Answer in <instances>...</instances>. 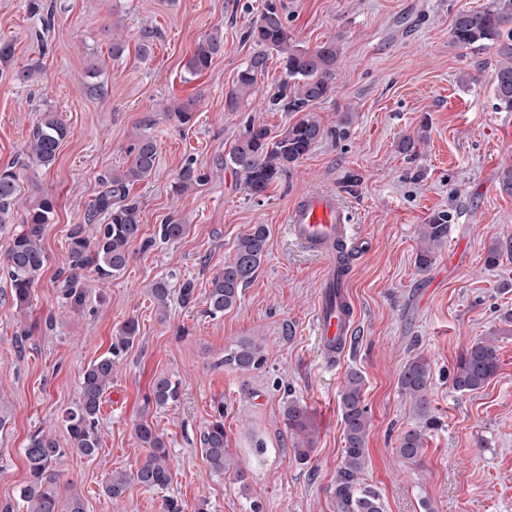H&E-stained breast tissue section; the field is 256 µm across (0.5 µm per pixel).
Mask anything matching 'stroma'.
Here are the masks:
<instances>
[{
	"label": "stroma",
	"instance_id": "1",
	"mask_svg": "<svg viewBox=\"0 0 512 512\" xmlns=\"http://www.w3.org/2000/svg\"><path fill=\"white\" fill-rule=\"evenodd\" d=\"M294 45L314 50L338 39L340 59L331 96L313 105L322 138L289 174L261 197L225 159L247 119L280 136L298 113L275 96L283 79L277 53L246 106L224 109V94L256 47L246 32L265 0H0V37L14 48L0 68V167L24 149L40 111H57L71 129L54 164L20 173L12 215L0 224V396L10 421L0 431V508L24 512L19 491L27 480L24 450L35 432L67 445L64 412L81 395L85 368L103 355L114 362L112 386L99 413L96 456L67 453L55 467L62 496L78 494L86 512H337L336 482L344 448L339 393L349 371H361L371 417L361 484L379 496L383 512H512V194L502 178L512 150L498 146L493 116L499 44L464 48L451 26L462 10L489 0H280ZM223 47L211 68L192 76L186 62L213 28ZM156 31L148 58L136 45L142 30ZM124 52L111 57L113 41ZM41 67L35 83L14 73ZM99 83L103 95L88 94ZM194 100L190 123L174 107ZM152 117L150 127L141 121ZM158 146L156 170L131 185L141 236L119 274L81 273L80 299L64 295L69 238L103 180L128 161L140 134ZM417 138L409 155L398 145ZM193 167L194 189L180 195V172ZM334 193L350 212L360 247L349 269L357 325L336 367L326 366L313 334L323 275L321 260L303 253L286 224L303 191ZM57 202L43 232L47 264L25 311L16 310L3 265L25 211L41 196ZM448 212V238L432 266L419 271L415 255L421 224ZM186 224L178 240L161 239L167 220ZM267 225V253L240 302L208 317L210 279L232 257L238 237ZM498 245L497 267L485 264ZM167 280L196 284L194 306L170 299L159 313L151 286ZM139 325L132 346L114 341L128 320ZM263 346V363L241 371L225 355L238 341ZM490 338L497 375L481 390L458 394L451 376L459 355ZM431 364L429 400L441 420L428 432L419 465L396 455L400 435L415 425L398 376L414 355ZM180 384L177 402L152 404L159 376ZM306 405L316 444L308 463L295 460L283 405ZM224 417L226 446L235 465L212 474L201 444L205 425ZM154 425L167 444L170 485L149 490L129 482L123 495L103 486L117 472H134L145 450L138 422ZM247 474L239 484L235 469Z\"/></svg>",
	"mask_w": 512,
	"mask_h": 512
}]
</instances>
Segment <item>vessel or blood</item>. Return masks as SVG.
I'll use <instances>...</instances> for the list:
<instances>
[{"label":"vessel or blood","mask_w":512,"mask_h":512,"mask_svg":"<svg viewBox=\"0 0 512 512\" xmlns=\"http://www.w3.org/2000/svg\"><path fill=\"white\" fill-rule=\"evenodd\" d=\"M287 224L295 241L325 262L314 327L325 363L336 365L356 324L355 309L345 292L347 276L336 259L337 243L349 240L347 215L335 196L308 192L290 208Z\"/></svg>","instance_id":"vessel-or-blood-1"}]
</instances>
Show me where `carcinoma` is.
<instances>
[{
  "mask_svg": "<svg viewBox=\"0 0 512 512\" xmlns=\"http://www.w3.org/2000/svg\"><path fill=\"white\" fill-rule=\"evenodd\" d=\"M509 26L512 27V0H491L481 10L459 12L452 24L451 37L462 47L477 48L499 42L505 35L512 40V30L504 31ZM247 37L261 50L255 52L238 71L232 88L224 95L225 111H239L241 104L254 92L258 79L266 72L267 50L271 49L281 56L283 64L285 80L280 95L284 109L303 113L278 139L270 138L265 125L251 120L244 125L232 147L230 165L243 176L250 195L260 197L271 183L289 173L321 138L323 129L318 119L311 115L310 107L332 93L339 47L332 39L312 51L296 48L288 33L284 13L273 0H267L259 18L247 31ZM222 45L223 40L217 31L203 36L186 63L188 72L197 76L208 70ZM493 93L499 107L512 111L511 62L498 67ZM69 135L70 128L58 113L48 109L42 111L23 152L21 165L50 168L60 144ZM157 157L158 147L154 138L146 134L141 136L130 148L126 169L112 174L87 214L88 224L93 223L99 214L107 215L108 222L96 225L90 235L81 228L71 234V273L64 281L66 295L76 292L74 285L85 269L108 278L126 267L129 246L139 238L141 230L138 205L126 202L128 187L151 176ZM19 193L15 165L0 168V224L11 215ZM55 207V200L49 195L31 206L22 219L24 229L12 238L7 250L5 266L11 283L12 301L19 308L29 305L31 286L45 267L43 231L44 225L52 222ZM448 223V213L439 211L421 225L423 246L415 257L419 271L424 272L432 265L436 249L448 238ZM186 232L187 225L176 221L160 226V236L165 240H178ZM268 237L267 225L255 224L237 240L233 257L225 261L224 268L211 278L206 308L209 317H221L237 305L243 289L254 279L266 254ZM138 332L135 321L125 322L118 332V344L123 348L132 345ZM262 361L261 345L253 341L239 342L224 359L226 364L242 371L254 369ZM498 369L493 342L488 339L476 341L457 359L452 388L460 394L479 390L496 376ZM112 371L110 354L89 364L82 374L79 404L64 415L70 451L80 456L90 458L100 448L98 414L101 400L112 385ZM430 379L431 365L422 355L407 360L398 377L399 390L411 400L417 423L402 434L396 453L401 461L413 465L420 462L425 432L438 428L440 424L428 399ZM363 387L361 372L352 370L339 394L345 446L336 485L338 512H383L378 496L369 489L359 488L358 474L364 469L366 436L370 427ZM179 394V382L165 376L158 378L152 387L153 401L160 407L176 401ZM283 418L294 440L295 458L302 463L308 461L314 439L307 407L297 400H290L283 408ZM135 436L147 452L135 473H116L108 478L105 493L111 498L120 497L132 480L148 489L162 490L172 481L164 438L144 422L135 427ZM201 442L211 471L217 475L229 471L230 454L224 446V416L206 425ZM63 454L65 449L48 433L38 432L29 440L24 449L28 481L19 492L26 503V512H85L78 495L66 498L60 495L61 474L53 463Z\"/></svg>",
  "mask_w": 512,
  "mask_h": 512,
  "instance_id": "cac0c4a2",
  "label": "carcinoma"
}]
</instances>
